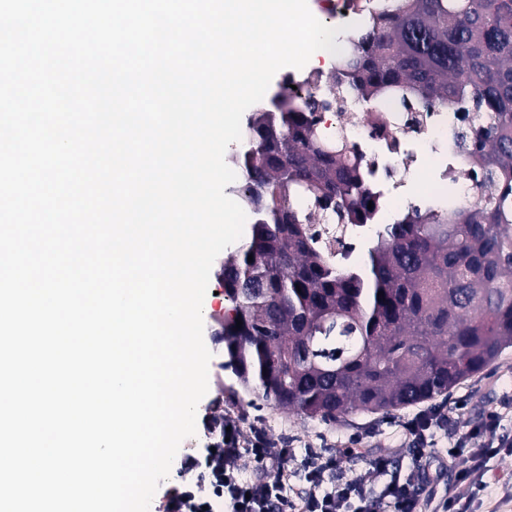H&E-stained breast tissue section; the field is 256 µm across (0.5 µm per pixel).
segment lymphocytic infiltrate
<instances>
[{
    "label": "lymphocytic infiltrate",
    "mask_w": 512,
    "mask_h": 512,
    "mask_svg": "<svg viewBox=\"0 0 512 512\" xmlns=\"http://www.w3.org/2000/svg\"><path fill=\"white\" fill-rule=\"evenodd\" d=\"M499 426L500 415L493 409L464 433L450 428L437 409L403 423L419 460L433 447L435 431L447 432L448 448L460 465L456 473L460 482L476 481L487 458L495 453L486 435ZM248 453L257 468L264 470V477L254 481L238 479L241 450L235 436L223 447H205L183 457L182 479L163 491L158 512H203L214 492L223 495L224 512H422L413 484L391 476L387 457L373 460L372 477L368 480L338 476L339 456L318 458L308 473V489L289 490L285 487V475L291 449L275 447L258 436Z\"/></svg>",
    "instance_id": "1"
}]
</instances>
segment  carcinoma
<instances>
[{
    "mask_svg": "<svg viewBox=\"0 0 512 512\" xmlns=\"http://www.w3.org/2000/svg\"><path fill=\"white\" fill-rule=\"evenodd\" d=\"M347 6L346 51L247 119L231 191L254 219L220 274L224 368L274 407L332 423L432 400L512 347V0ZM324 84L334 136L318 119ZM384 99L404 122L373 116ZM433 112L455 122L476 200L431 196L375 231L364 267L333 261L310 226L370 224L380 203L346 128L395 148Z\"/></svg>",
    "mask_w": 512,
    "mask_h": 512,
    "instance_id": "obj_1",
    "label": "carcinoma"
}]
</instances>
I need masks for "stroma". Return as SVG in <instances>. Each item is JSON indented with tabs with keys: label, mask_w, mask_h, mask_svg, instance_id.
<instances>
[{
	"label": "stroma",
	"mask_w": 512,
	"mask_h": 512,
	"mask_svg": "<svg viewBox=\"0 0 512 512\" xmlns=\"http://www.w3.org/2000/svg\"><path fill=\"white\" fill-rule=\"evenodd\" d=\"M409 185L389 192L383 199L379 223H391L410 204L424 197L444 195L447 183L426 162L412 164L407 171ZM224 374L223 410L225 420L233 422L241 438L253 431H263L270 442L280 448L293 449L288 461V483L306 484V472L314 458L345 449L341 463L344 477L369 478L371 462L385 449H392V470L410 480L421 492L430 488L451 487L457 495L470 498L471 512H512V446L500 449L488 462L481 486L455 479L457 466L448 459L447 439H440L431 454L416 460L400 426L418 409L441 408L453 419L460 431H468L486 411L498 407L504 397L512 395V347L485 371L455 387L447 395L424 402L422 407H408L388 415L358 412L339 423H325L293 411L274 408L255 396L245 394L232 371ZM357 440L356 451H348L349 440Z\"/></svg>",
	"instance_id": "obj_1"
}]
</instances>
